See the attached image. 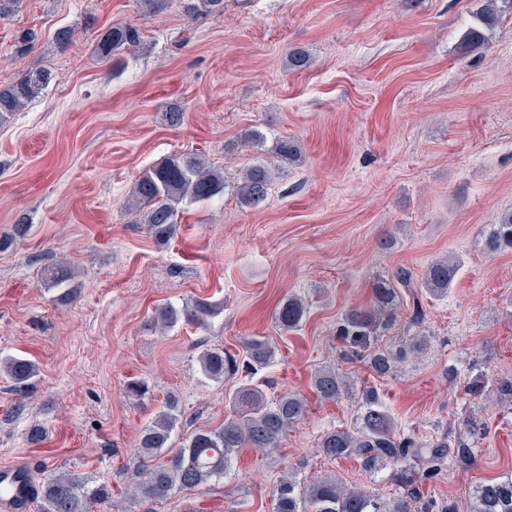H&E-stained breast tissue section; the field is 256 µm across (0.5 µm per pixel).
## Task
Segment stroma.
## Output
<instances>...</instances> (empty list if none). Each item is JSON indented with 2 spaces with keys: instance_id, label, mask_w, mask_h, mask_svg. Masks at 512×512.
I'll return each mask as SVG.
<instances>
[{
  "instance_id": "1",
  "label": "stroma",
  "mask_w": 512,
  "mask_h": 512,
  "mask_svg": "<svg viewBox=\"0 0 512 512\" xmlns=\"http://www.w3.org/2000/svg\"><path fill=\"white\" fill-rule=\"evenodd\" d=\"M483 2L224 0L223 15L192 18L181 0L151 15L139 0H24L0 21V86L26 70L54 76L0 127V355L40 367L28 392L0 376V467L27 464L37 483L62 471L111 481V504L95 512H273V488L288 475L301 487L332 476L388 506L405 490L386 472L317 449L324 431L353 427L371 385L417 439H456L469 415L485 425L475 464L451 469L426 496L470 512L473 487L512 476V403L460 384L473 363L491 385L512 380V251L482 245L484 226L512 210V13L464 50ZM116 24L144 37L118 67L93 54ZM68 28L69 44H58ZM24 33L32 41L20 53ZM293 47L308 51L307 69L289 70ZM172 108L182 114L175 126ZM251 130L262 146H241ZM284 137L296 156L264 201L239 206L241 172ZM185 152L221 166L225 188L183 204L159 242L126 205L144 170ZM444 257L460 261L447 296L403 289L398 320L379 338L423 340L418 357L384 380L367 360L345 358L336 324L370 303L376 279L401 269L418 278ZM62 264L78 287L66 303L43 282ZM290 294L309 310L285 333L273 314ZM197 298L222 307L206 328L155 326L160 307ZM251 336L276 351L262 372L267 398L300 394L302 419L277 449H242L215 484L163 502L132 497L141 429L169 404L179 414L173 442L221 424L239 381L204 378L199 353L240 356ZM325 367L345 376L350 395L316 396L312 376ZM138 381L145 396L130 391ZM36 425L48 430L39 445L27 440Z\"/></svg>"
}]
</instances>
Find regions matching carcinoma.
Segmentation results:
<instances>
[{
  "mask_svg": "<svg viewBox=\"0 0 512 512\" xmlns=\"http://www.w3.org/2000/svg\"><path fill=\"white\" fill-rule=\"evenodd\" d=\"M189 16H217L224 13V0H184ZM512 11V0H484L475 15V23L463 38L466 49L485 42V32L500 20L502 12ZM141 32L130 25L113 26L100 33L94 52L103 60L119 61L123 53L141 44ZM310 56L301 47L288 50V67L305 69ZM52 81L45 70L28 71L17 81L0 88V126L10 122L29 102L39 97ZM295 146L287 138L278 140L273 158L287 161L294 156ZM274 165L258 162L247 168L236 189L240 205L250 208L263 201L272 180ZM224 191V171L208 164L198 154L170 156L135 181L130 209L140 215L139 222L148 225L158 240L169 238L178 223L179 205L212 199ZM484 247L497 254L512 249V212L499 223L484 230ZM460 269L454 259H441L426 267L420 284L434 297L448 294ZM413 274L402 270L392 278L381 277L373 284L372 302L368 306L349 310L336 329V336L356 357L370 362L380 377L391 374L404 361L407 350L392 351L378 344V331L396 321L401 307L399 288L407 286ZM48 286L58 291L56 299L67 301L74 293L71 274L64 267L54 268L47 276ZM308 306L298 296L283 298L275 309L276 326L292 331L306 317ZM218 305L195 299L180 308L165 306L158 318L168 327L179 321L204 327L217 314ZM275 349L260 337L246 342L243 359L221 348L203 350L198 363L202 374L212 381H222L244 373L231 397L232 413L224 423L202 427L179 444L171 443L179 418L175 407L159 412L140 432L137 452L143 459V479L135 492L150 501L166 500L177 493L198 489L212 480H220L232 467L242 448L272 450L288 428L301 419L305 403L301 396L284 393L267 400L262 383L254 380L255 373L274 362ZM0 372L16 387L28 389L34 385L39 367L24 356L0 357ZM488 373L478 369L465 378V391L472 395L486 392ZM316 394L323 401H336L349 393L346 379L333 369H320L312 379ZM359 425L353 429H331L319 439V452L333 460L357 458L362 467L372 473L390 469L393 479L409 488L406 496L384 509L378 498L361 489H347L334 478H324L307 488H300L291 478H282L273 491V512H457L447 500L425 498L419 486L434 484L448 475L456 465L469 466L475 461L473 444L484 427L472 416L463 420L464 435L453 444L448 437L420 442L396 430V423L383 405L375 387L365 389L361 396ZM168 455L165 461L154 458ZM112 486L106 482L91 484L70 473L53 475L37 490L38 512H93L96 504L108 503ZM471 512H512V478L480 484L473 490Z\"/></svg>",
  "mask_w": 512,
  "mask_h": 512,
  "instance_id": "carcinoma-1",
  "label": "carcinoma"
}]
</instances>
